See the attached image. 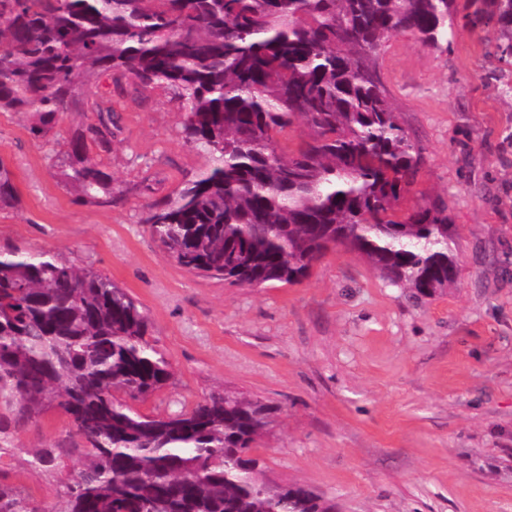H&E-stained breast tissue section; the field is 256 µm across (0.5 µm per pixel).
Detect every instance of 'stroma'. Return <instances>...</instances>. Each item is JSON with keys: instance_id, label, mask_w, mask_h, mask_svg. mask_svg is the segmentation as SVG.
I'll return each mask as SVG.
<instances>
[{"instance_id": "obj_1", "label": "stroma", "mask_w": 512, "mask_h": 512, "mask_svg": "<svg viewBox=\"0 0 512 512\" xmlns=\"http://www.w3.org/2000/svg\"><path fill=\"white\" fill-rule=\"evenodd\" d=\"M496 39L494 26L460 23L448 48L397 35L376 57L421 156L398 211L444 204L454 229L456 279L434 296L411 299L343 247L295 284H229L178 265L144 220L209 158L187 142L171 90L106 75L47 138L27 114L0 112V160L20 201L0 209V247L93 266L139 303L172 372L134 402L140 413L225 391L269 405L254 452L267 484L305 486L336 512H512V65L490 56ZM97 99L112 108V143L86 147L112 176L109 207L76 201L55 169ZM15 439L0 470L55 512L79 458L61 473L29 460L67 442L66 418L44 410Z\"/></svg>"}]
</instances>
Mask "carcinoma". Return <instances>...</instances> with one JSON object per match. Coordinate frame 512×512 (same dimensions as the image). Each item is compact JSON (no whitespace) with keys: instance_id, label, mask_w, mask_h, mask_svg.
<instances>
[{"instance_id":"obj_1","label":"carcinoma","mask_w":512,"mask_h":512,"mask_svg":"<svg viewBox=\"0 0 512 512\" xmlns=\"http://www.w3.org/2000/svg\"><path fill=\"white\" fill-rule=\"evenodd\" d=\"M498 29L512 60V0H0V112H25L47 137L76 92L102 73L167 88L182 102L185 138L210 166L153 204L147 230L183 268L230 284H293L327 250L364 256L415 298L456 274L448 207L396 206L419 155L374 55L408 34L441 48L457 18ZM87 131L112 141V109ZM301 122L289 153L278 136ZM68 143L63 180L86 202L112 206V175ZM18 202L0 161V208ZM148 317L106 275L49 251L0 248V457L15 430L49 407L82 446L41 448L50 467L81 451L61 512H335L300 485L257 477L252 445L271 408L212 393L179 413L141 414L171 379L147 339ZM0 512H37L0 471Z\"/></svg>"}]
</instances>
